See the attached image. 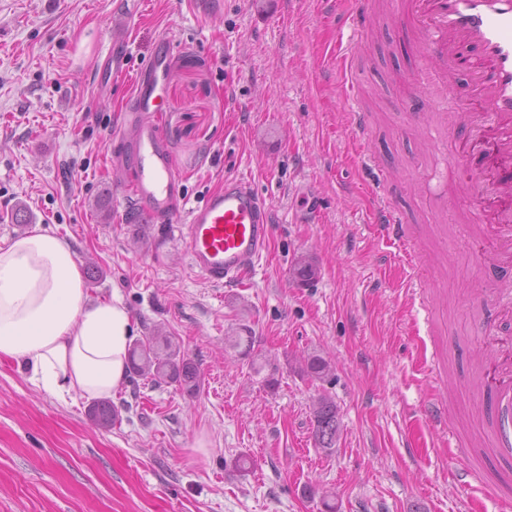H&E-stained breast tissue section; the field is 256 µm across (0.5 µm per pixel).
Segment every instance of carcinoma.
I'll return each instance as SVG.
<instances>
[{"mask_svg":"<svg viewBox=\"0 0 512 512\" xmlns=\"http://www.w3.org/2000/svg\"><path fill=\"white\" fill-rule=\"evenodd\" d=\"M129 362L133 374L148 377L156 385L176 384L188 393L201 387V379L194 363L181 350L173 336L158 331L133 342L129 350ZM307 376L323 381L332 375L330 364L320 356H311L305 363ZM91 416L103 429L112 427L115 410L107 400H99L92 406ZM341 431L338 409L333 399L322 394L313 410V435L317 447L329 451L336 446Z\"/></svg>","mask_w":512,"mask_h":512,"instance_id":"1","label":"carcinoma"}]
</instances>
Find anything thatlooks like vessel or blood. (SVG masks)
<instances>
[{"mask_svg": "<svg viewBox=\"0 0 512 512\" xmlns=\"http://www.w3.org/2000/svg\"><path fill=\"white\" fill-rule=\"evenodd\" d=\"M335 10L340 43L336 70L348 103L346 125L353 140L366 145L369 115L359 102L360 87L351 59L359 33L372 20V0H321ZM405 21L417 44L437 61V73L464 116L457 126L453 157L455 178L474 190L480 202L492 205L486 234L498 266L512 267V0H405ZM167 51L148 61L149 79L138 81L132 107L123 114L128 131L127 188L138 209L159 223H173L180 213L181 179L177 162L164 143L158 121L157 93L166 70ZM377 201L370 228L384 254L407 267L411 288L427 285L422 257L403 216L385 190L387 172L377 168ZM179 237L189 268L206 282L231 287L252 271L270 249L274 226L263 200L242 177L225 179L192 208ZM487 407L498 451L512 457V348L502 349L493 378L487 379ZM426 422L447 431L448 414L430 397L422 405Z\"/></svg>", "mask_w": 512, "mask_h": 512, "instance_id": "b4317fda", "label": "vessel or blood"}]
</instances>
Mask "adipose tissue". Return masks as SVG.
Returning a JSON list of instances; mask_svg holds the SVG:
<instances>
[{
  "instance_id": "obj_1",
  "label": "adipose tissue",
  "mask_w": 512,
  "mask_h": 512,
  "mask_svg": "<svg viewBox=\"0 0 512 512\" xmlns=\"http://www.w3.org/2000/svg\"><path fill=\"white\" fill-rule=\"evenodd\" d=\"M135 328L120 298L86 300L76 252L43 229L0 245V359L52 395L111 398Z\"/></svg>"
}]
</instances>
